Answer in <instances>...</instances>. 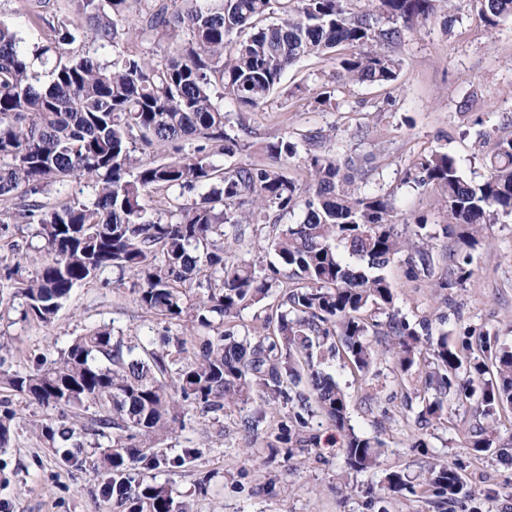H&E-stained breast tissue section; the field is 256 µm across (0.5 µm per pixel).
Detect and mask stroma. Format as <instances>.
I'll return each mask as SVG.
<instances>
[{
    "mask_svg": "<svg viewBox=\"0 0 512 512\" xmlns=\"http://www.w3.org/2000/svg\"><path fill=\"white\" fill-rule=\"evenodd\" d=\"M68 10L69 0H0V21L31 46L46 40L33 14L52 18ZM395 52L401 60L395 83L337 87L327 107L311 94L322 84L334 85L336 62L327 57H310L290 68L281 88L257 109L243 114L225 102L226 129L246 149L215 162L224 168L260 162L261 148L269 141L328 131L325 151L371 155L363 185L392 193L400 222L426 217L435 235L436 272L445 277L451 272L453 241L440 231L448 216L433 191L404 184V172L419 154L438 150L454 155L467 179L483 178L482 141L512 134V17L491 30L472 0H454L450 11L429 23L403 28ZM93 197L92 182L68 177L25 201L53 207ZM35 230V224L20 220L0 226V272L19 263L32 275L48 259ZM485 234L489 246L474 252L472 276L451 290L448 302H441L434 289L408 281L404 263L388 267L401 313L411 319L429 316L433 331L447 332L453 342L464 330L488 328L501 343L512 345V214L499 216ZM104 326L154 349L188 358L194 352L193 346L181 344L186 333L180 323L141 306L131 273L109 268L74 288L48 324L25 317L20 298L1 286L0 342L8 349L0 353V371H33L57 359L75 337ZM326 370L348 394L356 432L383 440L379 467L347 471L340 435L319 413L310 420L308 442L281 446L274 462L261 456L249 462L241 455L245 439L238 430V408L214 414L189 407L173 434L157 444L170 466L142 472V479L168 485L190 512H448L436 498L391 495L384 487L388 471L399 469L416 478L430 461L440 459L460 467L468 489L477 494L480 512H512V460L498 449L478 453L470 448L476 426L472 408L449 404L447 422L430 426L426 448L417 450L410 446L408 410L391 370L355 377L338 360ZM0 402L15 413L9 444L0 448V512H113L111 500L102 496L107 477L94 466L108 445L97 430L94 410L81 411V451L66 463L33 428L55 417V410L4 387ZM489 488L497 492L491 500L481 495Z\"/></svg>",
    "mask_w": 512,
    "mask_h": 512,
    "instance_id": "obj_1",
    "label": "stroma"
}]
</instances>
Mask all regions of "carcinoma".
I'll return each mask as SVG.
<instances>
[{
	"mask_svg": "<svg viewBox=\"0 0 512 512\" xmlns=\"http://www.w3.org/2000/svg\"><path fill=\"white\" fill-rule=\"evenodd\" d=\"M75 2L76 15L44 20L47 41L34 55L72 56L51 70L47 84L21 39L0 22V201L66 175L96 183L92 201L40 213L37 236L50 259L39 271L26 276L18 262L8 270L24 299V316L50 322L73 288L108 267L138 277L145 309L193 328L235 318L280 288L278 304L268 308L260 327L242 335L229 329L196 336L198 354L191 361L100 328L76 337L48 366L0 380L64 413L96 409L99 426L115 430L97 461L109 475L114 505L127 512H189L168 486L132 477L163 464L150 439L168 431L182 402L210 412L253 405L240 420L252 438L268 412L288 408V420L267 433L270 460L320 411L343 433L349 469L378 467L384 442L355 432L345 392L322 370L336 358L354 376H376L384 364L423 379L422 390L405 394L407 407L418 404L417 426L440 421L449 398L473 405L485 419L512 408L511 347L488 329H468L450 343L447 334H433L429 320H412L396 307V285L384 269L402 260L408 279L431 276L435 234L423 216L414 218L410 232L400 231L392 196L356 184L359 158L316 153L324 139L317 131L267 143L260 164L224 169L212 161L215 150L232 155L243 148L225 132L221 102L259 107L304 57L347 46L351 52L338 58L337 78L395 83L401 60L388 47L401 43L402 31L381 28L378 14L425 23L435 0H378L377 14L353 12V0H182L180 9L162 2L146 12L141 5L149 0ZM475 2L491 28L512 16V0ZM276 13L279 20L270 21ZM143 14L148 18L141 26ZM146 31L167 42L166 58L118 51L102 63L73 48L83 35L104 46ZM182 137L202 144L175 158L139 163L133 157L138 138L161 151ZM301 157L309 177L298 184L284 165ZM484 165L483 179L470 181L455 156L432 151L406 173L404 183L440 195L448 212L443 234L457 229L451 277L432 281L435 288L450 290L468 279L481 230L512 213V138L496 141ZM158 188L195 198L164 222L147 204ZM267 210L299 211L302 219L259 246L273 253V261L239 259L236 245ZM226 224L235 228L230 239ZM282 268L294 278L283 288ZM194 285L206 292L192 295ZM13 418L7 409L0 412V448L9 443ZM76 432L74 418L41 425L66 458L70 447H78ZM496 447L494 428L475 431L472 448ZM386 482L394 494L442 499L449 512L472 497L446 461L430 464L416 484L399 471L386 474Z\"/></svg>",
	"mask_w": 512,
	"mask_h": 512,
	"instance_id": "cac0c4a2",
	"label": "carcinoma"
}]
</instances>
